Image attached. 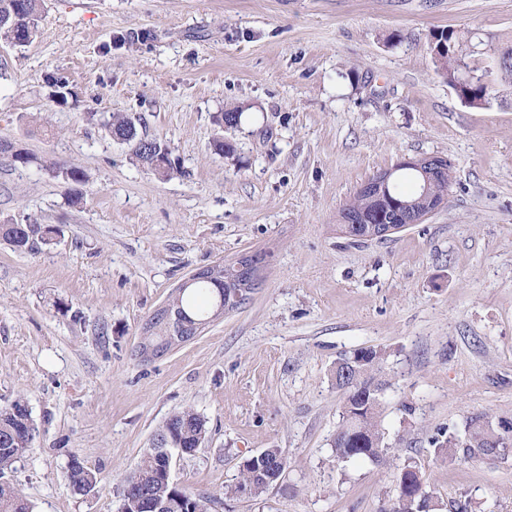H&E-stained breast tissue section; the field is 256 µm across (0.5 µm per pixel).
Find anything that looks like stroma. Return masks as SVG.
<instances>
[{"label": "stroma", "instance_id": "1", "mask_svg": "<svg viewBox=\"0 0 512 512\" xmlns=\"http://www.w3.org/2000/svg\"><path fill=\"white\" fill-rule=\"evenodd\" d=\"M436 28L471 33L483 70L512 46V0H46L31 44L0 41V139L35 157L0 162V220L58 230L26 253L0 243V406L24 398L37 427L11 475L34 512H119L124 477L187 406L207 435L171 477L211 512H379L407 460L445 512H512V453L458 464L429 444L474 413L512 423V83L462 104L436 72ZM234 106L251 120L217 126ZM111 112L171 147L170 177L105 135ZM420 155L451 161L447 208L388 240L337 236L361 183ZM245 253L262 263L244 304L138 356L173 288ZM362 347L386 352L388 467L331 457V371ZM267 448L286 450L282 478L227 497ZM74 457L98 477L83 496Z\"/></svg>", "mask_w": 512, "mask_h": 512}]
</instances>
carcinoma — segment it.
<instances>
[{
	"label": "carcinoma",
	"instance_id": "obj_1",
	"mask_svg": "<svg viewBox=\"0 0 512 512\" xmlns=\"http://www.w3.org/2000/svg\"><path fill=\"white\" fill-rule=\"evenodd\" d=\"M43 10L44 0H0V39L10 43L15 38L21 46L32 42L37 36ZM431 36L438 72L457 90L460 101L472 106L479 102L490 105L494 99L492 86L462 82L464 71L458 61L459 55L470 48L467 40L459 32L445 28L432 31ZM103 128L111 138L128 144L135 158L154 175L166 178L174 171L169 147L156 138L139 134L132 118H109ZM440 163L445 170L428 186L429 194L435 198L448 195L452 181V172L446 171L448 161L442 159ZM404 180L415 183L416 189L408 194L400 191L398 183ZM421 191L419 174L403 167L397 171L377 207H372L366 196L356 192L341 208L340 217L361 212L373 218L380 212L393 217L396 210L402 209L403 202L419 197ZM57 233L58 229L48 224L0 223V241L19 252L33 249L38 242L49 244ZM223 276L224 268L220 266L208 279L194 280L175 288L166 308L156 311L151 329L138 346V355H143L150 348L171 349L167 342L171 325L166 309L177 311L184 322L209 319L212 312L203 307L202 299L210 298L212 308H219L224 300ZM384 358L385 352L380 349L358 348L336 363L333 370L336 387L345 393L344 405L360 418L355 430L349 427L347 420H342L332 441L338 462L391 465L381 428L380 402L385 382L378 376L382 372ZM34 432V421L24 400L17 399L9 405L0 406V512H33L32 503L9 479V474L14 471L19 457L32 447ZM156 434L167 438L183 453L190 454L206 437V421L193 408L185 407L169 416ZM509 442L512 443V424L503 421L495 424L484 413L467 417L461 431L440 427L430 437V445L437 455L460 463L476 455H504ZM286 463L285 451L280 448H267L260 458L245 457L240 465V479L229 493L238 496L240 489L247 487L249 496L262 495L280 479ZM166 468L167 457L163 449L151 448L125 477L122 489L139 491L136 512H154L153 494L158 491L179 498L184 512H209L210 499L174 485L167 478ZM69 479L74 493L78 495L89 493L97 484L96 474L76 457L69 464ZM425 482L418 465L408 461L396 467L395 498L384 512H434L439 503L426 492Z\"/></svg>",
	"mask_w": 512,
	"mask_h": 512
}]
</instances>
